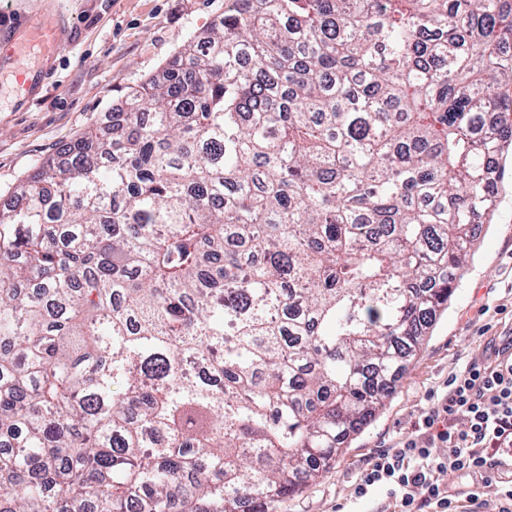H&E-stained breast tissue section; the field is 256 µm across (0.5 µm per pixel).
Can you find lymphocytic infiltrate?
<instances>
[{
	"label": "lymphocytic infiltrate",
	"instance_id": "1",
	"mask_svg": "<svg viewBox=\"0 0 512 512\" xmlns=\"http://www.w3.org/2000/svg\"><path fill=\"white\" fill-rule=\"evenodd\" d=\"M491 363L452 375L446 394L409 435L372 456L353 485L355 499L385 488L398 512H460L439 477H469L465 502L482 512H512V341Z\"/></svg>",
	"mask_w": 512,
	"mask_h": 512
}]
</instances>
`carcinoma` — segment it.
I'll return each mask as SVG.
<instances>
[{
    "label": "carcinoma",
    "instance_id": "carcinoma-1",
    "mask_svg": "<svg viewBox=\"0 0 512 512\" xmlns=\"http://www.w3.org/2000/svg\"><path fill=\"white\" fill-rule=\"evenodd\" d=\"M512 0H225L0 210V512H269L448 309Z\"/></svg>",
    "mask_w": 512,
    "mask_h": 512
}]
</instances>
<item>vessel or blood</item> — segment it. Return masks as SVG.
<instances>
[{
  "label": "vessel or blood",
  "mask_w": 512,
  "mask_h": 512,
  "mask_svg": "<svg viewBox=\"0 0 512 512\" xmlns=\"http://www.w3.org/2000/svg\"><path fill=\"white\" fill-rule=\"evenodd\" d=\"M69 41V29L52 12L22 21L0 34V64L13 68L19 105H28L37 98L54 73L58 52ZM35 46L41 50L40 66L34 69L20 66V59Z\"/></svg>",
  "instance_id": "1"
}]
</instances>
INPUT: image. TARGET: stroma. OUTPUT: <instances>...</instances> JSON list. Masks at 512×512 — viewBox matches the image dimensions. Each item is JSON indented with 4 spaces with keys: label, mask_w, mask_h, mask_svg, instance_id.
<instances>
[{
    "label": "stroma",
    "mask_w": 512,
    "mask_h": 512,
    "mask_svg": "<svg viewBox=\"0 0 512 512\" xmlns=\"http://www.w3.org/2000/svg\"><path fill=\"white\" fill-rule=\"evenodd\" d=\"M68 14L72 41L56 57L49 86L16 111L10 69H0V202L36 163L106 120L127 92L160 75L191 37L223 15L224 0H7L11 21L47 5ZM499 187L493 223L482 225L454 298L421 351L407 363L392 394L364 431L353 435L335 462L272 512H381L384 490L363 501L352 485L373 454L411 431L452 374L491 354L490 342L512 336V157Z\"/></svg>",
    "instance_id": "obj_1"
}]
</instances>
